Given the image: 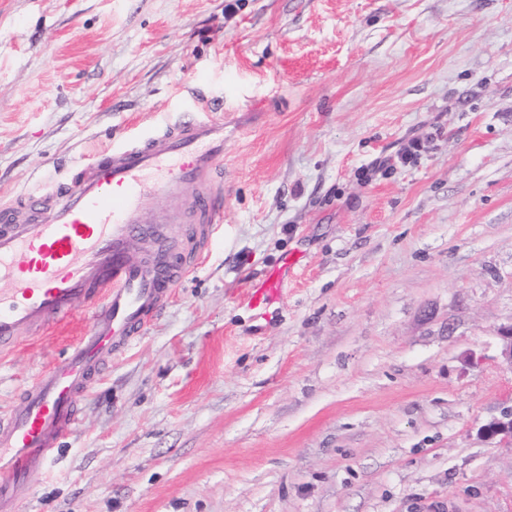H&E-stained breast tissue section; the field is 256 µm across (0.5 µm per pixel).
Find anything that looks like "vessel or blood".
<instances>
[{
	"mask_svg": "<svg viewBox=\"0 0 512 512\" xmlns=\"http://www.w3.org/2000/svg\"><path fill=\"white\" fill-rule=\"evenodd\" d=\"M224 129L223 120L194 115L74 165L68 183L0 204V353L64 321L75 305L90 315L89 329L0 418V512H15L79 424L84 391L208 250L224 221ZM190 186L189 232L149 222L151 200L182 197ZM136 239L145 259L130 255ZM297 263L284 257L253 284L249 308L279 302Z\"/></svg>",
	"mask_w": 512,
	"mask_h": 512,
	"instance_id": "1",
	"label": "vessel or blood"
}]
</instances>
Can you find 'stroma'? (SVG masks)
Returning a JSON list of instances; mask_svg holds the SVG:
<instances>
[{"label": "stroma", "instance_id": "35a3bbf8", "mask_svg": "<svg viewBox=\"0 0 512 512\" xmlns=\"http://www.w3.org/2000/svg\"><path fill=\"white\" fill-rule=\"evenodd\" d=\"M204 109L263 115L224 222L20 512H512L478 435L512 404V0H0V202ZM89 324L0 355V416ZM300 257L286 256L271 268L264 278L252 285L246 295L250 309H266L280 301L285 288V272L299 263Z\"/></svg>", "mask_w": 512, "mask_h": 512}]
</instances>
